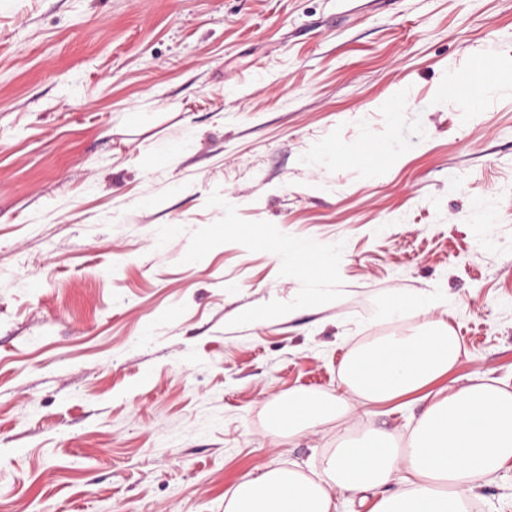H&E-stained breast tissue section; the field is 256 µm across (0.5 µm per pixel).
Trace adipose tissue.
Here are the masks:
<instances>
[{"mask_svg": "<svg viewBox=\"0 0 512 512\" xmlns=\"http://www.w3.org/2000/svg\"><path fill=\"white\" fill-rule=\"evenodd\" d=\"M456 336H390L344 359L348 388L369 403L419 391L448 374ZM512 468V390L485 381L430 405L407 447L375 429L340 443L320 470L274 468L244 477L224 494V512H338L337 493L368 502L369 512H470L476 490Z\"/></svg>", "mask_w": 512, "mask_h": 512, "instance_id": "obj_1", "label": "adipose tissue"}]
</instances>
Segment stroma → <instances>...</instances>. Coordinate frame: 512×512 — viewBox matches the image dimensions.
Masks as SVG:
<instances>
[{"instance_id":"stroma-1","label":"stroma","mask_w":512,"mask_h":512,"mask_svg":"<svg viewBox=\"0 0 512 512\" xmlns=\"http://www.w3.org/2000/svg\"><path fill=\"white\" fill-rule=\"evenodd\" d=\"M440 321L451 373L349 391ZM476 378L512 385V0H0V512H224ZM297 390L344 416L288 436ZM427 303L428 301L423 295L396 296L387 306L385 315L391 321H400L408 308H423ZM459 356L457 336L438 326L428 336H388L342 363L344 381L369 403L419 391L448 374Z\"/></svg>"}]
</instances>
